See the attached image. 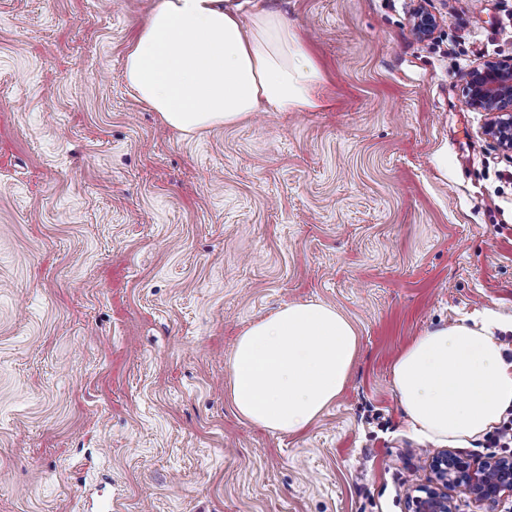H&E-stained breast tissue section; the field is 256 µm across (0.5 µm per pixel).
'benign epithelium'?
I'll return each instance as SVG.
<instances>
[{
    "instance_id": "7a95c632",
    "label": "benign epithelium",
    "mask_w": 512,
    "mask_h": 512,
    "mask_svg": "<svg viewBox=\"0 0 512 512\" xmlns=\"http://www.w3.org/2000/svg\"><path fill=\"white\" fill-rule=\"evenodd\" d=\"M438 20L425 8L413 15L412 29L429 37ZM470 107L486 113L485 135L505 155H512V59L482 62L461 80ZM430 483L416 486L408 495L409 512H455L448 487L463 486L475 501L495 508L512 498V456H494L475 466L453 451L442 449L429 460Z\"/></svg>"
}]
</instances>
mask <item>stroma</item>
Instances as JSON below:
<instances>
[{
	"label": "stroma",
	"mask_w": 512,
	"mask_h": 512,
	"mask_svg": "<svg viewBox=\"0 0 512 512\" xmlns=\"http://www.w3.org/2000/svg\"><path fill=\"white\" fill-rule=\"evenodd\" d=\"M154 3L0 0V512H406L436 447L397 355L512 318V159L454 76L512 58V0H252L330 104L190 135L124 78ZM308 301L357 331L347 386L296 435L241 419L238 336Z\"/></svg>",
	"instance_id": "stroma-1"
}]
</instances>
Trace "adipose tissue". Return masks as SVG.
Segmentation results:
<instances>
[{"instance_id":"adipose-tissue-1","label":"adipose tissue","mask_w":512,"mask_h":512,"mask_svg":"<svg viewBox=\"0 0 512 512\" xmlns=\"http://www.w3.org/2000/svg\"><path fill=\"white\" fill-rule=\"evenodd\" d=\"M249 0H155L125 60V80L162 123L185 134L249 113L323 108V70L282 13ZM501 316L442 326L396 358L392 385L415 434L466 446L512 407V364L494 336ZM358 346L350 321L322 302L288 305L238 336L231 399L274 432L307 429L343 392Z\"/></svg>"}]
</instances>
